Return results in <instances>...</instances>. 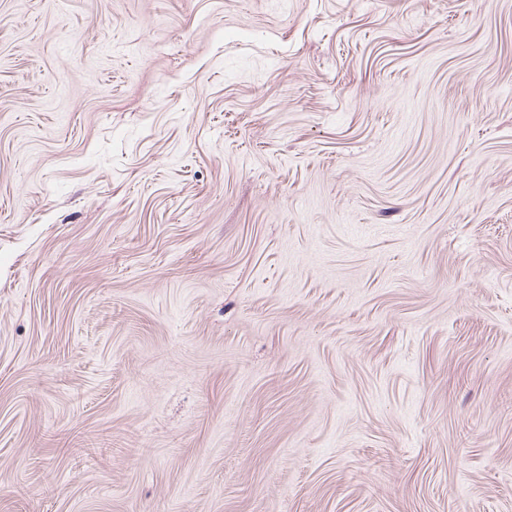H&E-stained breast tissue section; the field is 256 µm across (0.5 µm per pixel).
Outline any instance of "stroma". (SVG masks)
I'll use <instances>...</instances> for the list:
<instances>
[{
  "label": "stroma",
  "mask_w": 512,
  "mask_h": 512,
  "mask_svg": "<svg viewBox=\"0 0 512 512\" xmlns=\"http://www.w3.org/2000/svg\"><path fill=\"white\" fill-rule=\"evenodd\" d=\"M0 512H512V0H0Z\"/></svg>",
  "instance_id": "stroma-1"
}]
</instances>
